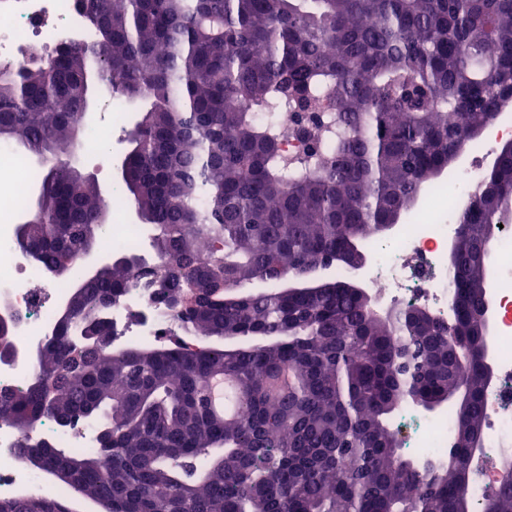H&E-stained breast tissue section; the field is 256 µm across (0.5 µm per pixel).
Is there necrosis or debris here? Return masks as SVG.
<instances>
[{
  "mask_svg": "<svg viewBox=\"0 0 512 512\" xmlns=\"http://www.w3.org/2000/svg\"><path fill=\"white\" fill-rule=\"evenodd\" d=\"M93 39V29L72 0H0V59H24L36 45L51 49ZM509 139L511 125L495 127L472 150L466 166L424 192L405 224L390 237L370 242V269L363 286L378 302L416 305L440 319L453 320L456 288L448 244L456 237L459 216L479 190L499 144ZM20 170L29 179L37 177L35 167L26 166L13 145L0 143V301L5 304L0 311L17 317L14 344L18 351L15 363L0 364V390L21 388L35 374L38 365L29 349L52 330L70 287L69 280L48 272L16 241L11 219L23 206V194L14 189L13 181ZM107 202L112 222L105 227V246L119 253L147 249L148 229L129 222L132 204L120 186H113ZM491 251L495 272L489 290L490 343L495 379L485 391L482 460L471 483V499L476 504L497 487L502 458L512 454V228L494 239ZM109 318L121 343L148 344L180 333L171 317L141 288L128 289L113 305ZM393 430L409 456L437 461L453 444L455 416L450 410L429 416L406 405L398 411ZM37 437L60 448L84 450L97 445V433L86 423L63 429L48 420ZM19 440L13 425L0 421V497L43 490L42 476L17 462Z\"/></svg>",
  "mask_w": 512,
  "mask_h": 512,
  "instance_id": "obj_1",
  "label": "necrosis or debris"
}]
</instances>
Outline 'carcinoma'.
<instances>
[{
    "instance_id": "obj_1",
    "label": "carcinoma",
    "mask_w": 512,
    "mask_h": 512,
    "mask_svg": "<svg viewBox=\"0 0 512 512\" xmlns=\"http://www.w3.org/2000/svg\"><path fill=\"white\" fill-rule=\"evenodd\" d=\"M97 31L48 56L0 61V141L43 158L37 224L20 247L63 276L102 237L105 198L65 157L99 74L140 104L120 183L151 233L102 267L40 343L38 371L0 390L16 448L112 512H459L460 474L481 438L491 236L512 204L498 152L462 215L450 264L457 312L376 315L339 275L314 295L277 286L383 236L462 143L512 99V0H74ZM280 112L305 150L289 155ZM144 282L187 336L117 348L109 310ZM255 281L272 282L250 291ZM15 317H0L14 347ZM215 374L234 386L214 410ZM456 411L437 465L400 453L405 404ZM46 419L95 421L97 448L33 442ZM0 512H66L36 494ZM480 512H512L505 479Z\"/></svg>"
}]
</instances>
